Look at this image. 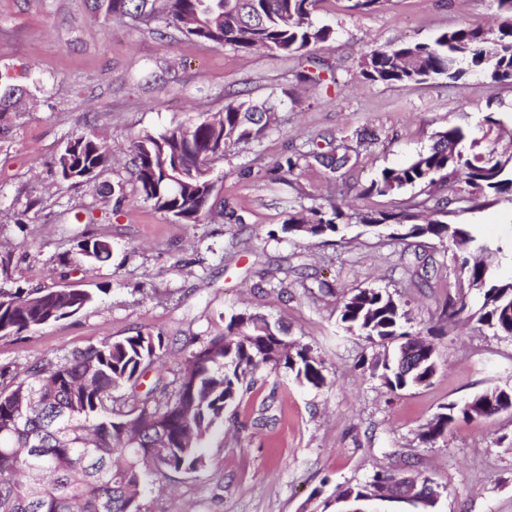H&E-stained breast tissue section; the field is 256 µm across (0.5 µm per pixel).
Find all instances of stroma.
<instances>
[{"label": "stroma", "instance_id": "obj_1", "mask_svg": "<svg viewBox=\"0 0 512 512\" xmlns=\"http://www.w3.org/2000/svg\"><path fill=\"white\" fill-rule=\"evenodd\" d=\"M351 0H319L315 16L333 38L321 55L337 82L309 89L295 75L305 63L264 51L192 42L169 29L127 20L92 19L86 0H0V71L32 92L23 109L0 119V255L12 258L10 287L86 290L94 303L80 314L0 339V367H27L137 331L175 344L155 365L173 377L182 347L224 330L236 310L262 313L288 329L323 362L325 383L310 389L288 370L264 369L241 405L244 430L225 426L209 442L204 470L173 475L171 489H146L141 512H336L338 488L369 481L375 471L418 475L438 486L439 512H512V413L459 422L445 439L420 443L421 428L441 406L490 388L512 387V338L476 321L440 341L438 373L425 387L390 392L371 373L379 349L345 330L344 292L387 289L415 327L436 322L442 303L467 289L450 250L433 238L396 241L358 221L366 211L395 212L415 196L357 197L386 168L427 152L444 126L467 134L460 145L512 157V84L490 86L480 74L460 81L385 84L365 79L372 49L431 41L470 18L498 28L496 0H385L350 10ZM276 100L271 128L227 150L213 169L215 222L184 224L136 193L125 152L131 139L222 111L242 97ZM95 134L116 150L102 179L60 185L53 161L68 140ZM345 141L353 165L336 181L323 168L283 165L297 150L329 151ZM125 202L116 203L113 188ZM449 224L475 225L487 241H512V204L479 209L459 201ZM339 203L338 233L296 238L289 215ZM232 207L240 222L224 220ZM112 242L107 261L88 265L84 240ZM428 283H421V276ZM335 292L322 294L320 282ZM271 419L254 425L262 404Z\"/></svg>", "mask_w": 512, "mask_h": 512}]
</instances>
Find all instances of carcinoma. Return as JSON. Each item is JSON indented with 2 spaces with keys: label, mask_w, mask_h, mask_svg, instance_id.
Returning a JSON list of instances; mask_svg holds the SVG:
<instances>
[{
  "label": "carcinoma",
  "mask_w": 512,
  "mask_h": 512,
  "mask_svg": "<svg viewBox=\"0 0 512 512\" xmlns=\"http://www.w3.org/2000/svg\"><path fill=\"white\" fill-rule=\"evenodd\" d=\"M92 13L107 22L128 18L136 25L174 28L187 38L237 51L264 50L307 57L312 68L300 75L309 86L322 83V60L314 57L333 30L314 19L319 0H87ZM478 70L495 86L512 82V25L498 32L470 21L444 32L431 42H402L375 48L365 55L362 74L384 83H418L444 76L460 80ZM31 92L0 72V116ZM274 104L241 98L213 116L163 132H146L128 145L140 196L163 214L184 224H200L212 215L211 177L176 179L175 160L205 167L224 157L209 152L213 142L223 148L259 139L269 127ZM429 151L399 168H385L360 194H393L410 185L424 199L399 213L358 214L363 224L386 225L390 237H435L447 240L467 288L483 302L471 311L465 297L450 299L437 325L414 328L404 305L385 289L357 287L342 297L339 321L346 330L385 349L372 366V375L392 392L430 383L442 355L434 337L466 317L512 338V276L500 268L512 260V247L493 246L469 224L448 229L441 217L452 201L435 190L463 178L472 188L464 201L473 207L512 203V158L469 156L458 149L466 138L459 127L435 133ZM54 159L61 183H91L109 171L112 149L94 135L69 141ZM315 161L329 174L347 168L348 150H314L287 160L288 172ZM305 222L296 215L284 229L295 236H324L339 231L345 217L341 206L329 203L313 210ZM111 243L85 241L87 262L110 256ZM94 302L79 290L0 288V339L75 316ZM168 341L139 331L75 350L57 362L35 364L24 377L0 368V512H141L139 497L172 474L197 472L207 465L211 436L224 421L238 420L244 397L262 368H285L300 385L325 383L323 363L310 347L288 343V329L257 313L232 314L224 332L189 350L179 376L158 377L143 394L140 379L162 358ZM512 410V391L491 389L442 407L420 433L433 444L460 420L470 422ZM39 440L37 454L30 441ZM392 473H376L362 488L346 487L335 501H361L375 482L390 481Z\"/></svg>",
  "instance_id": "carcinoma-1"
}]
</instances>
